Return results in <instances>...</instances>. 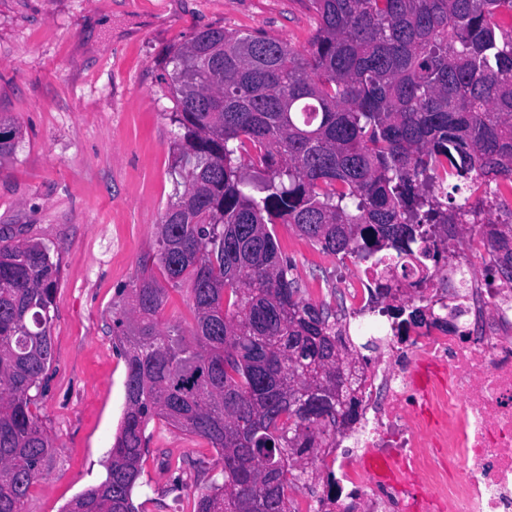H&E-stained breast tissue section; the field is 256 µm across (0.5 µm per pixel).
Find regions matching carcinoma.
Segmentation results:
<instances>
[{"instance_id": "cac0c4a2", "label": "carcinoma", "mask_w": 512, "mask_h": 512, "mask_svg": "<svg viewBox=\"0 0 512 512\" xmlns=\"http://www.w3.org/2000/svg\"><path fill=\"white\" fill-rule=\"evenodd\" d=\"M298 49L199 30L164 61L178 151L141 276L113 304L124 410L100 481L64 512H139L145 431L200 437L224 477L194 512H296L319 448L356 421L357 361L331 304L301 296L274 227L384 272L439 263L448 225L512 200V0H309ZM22 134L0 121V157ZM490 245L512 282V223ZM60 265L0 233V512H27L55 446L31 411L53 357ZM190 284L195 324L161 326ZM382 313L421 324L416 307Z\"/></svg>"}]
</instances>
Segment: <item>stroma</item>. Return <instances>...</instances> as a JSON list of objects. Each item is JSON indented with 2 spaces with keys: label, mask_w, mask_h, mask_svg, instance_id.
I'll use <instances>...</instances> for the list:
<instances>
[{
  "label": "stroma",
  "mask_w": 512,
  "mask_h": 512,
  "mask_svg": "<svg viewBox=\"0 0 512 512\" xmlns=\"http://www.w3.org/2000/svg\"><path fill=\"white\" fill-rule=\"evenodd\" d=\"M206 27L262 32L304 48L309 0H0V118L20 127L0 159V229L50 245L61 269L53 361L32 412L57 448L28 512H62L95 485L124 409L125 361L112 305L140 274L173 191V103L162 62ZM305 301L339 307L356 259L275 227ZM140 512H193L223 461L198 437L151 421ZM188 460L182 472L170 461ZM202 458L206 472L191 467Z\"/></svg>",
  "instance_id": "stroma-1"
}]
</instances>
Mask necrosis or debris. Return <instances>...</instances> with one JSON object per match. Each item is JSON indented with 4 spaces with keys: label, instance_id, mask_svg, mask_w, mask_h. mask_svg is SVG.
<instances>
[{
    "label": "necrosis or debris",
    "instance_id": "obj_1",
    "mask_svg": "<svg viewBox=\"0 0 512 512\" xmlns=\"http://www.w3.org/2000/svg\"><path fill=\"white\" fill-rule=\"evenodd\" d=\"M489 215H470L467 238L448 245L447 271L407 261L392 293L423 305L426 321L382 328L391 351L383 375L360 374L357 424L375 467L402 460L389 491L335 448L324 451L335 490L303 493L298 512H512V289L475 273L490 251ZM438 379L415 385L420 364Z\"/></svg>",
    "mask_w": 512,
    "mask_h": 512
}]
</instances>
